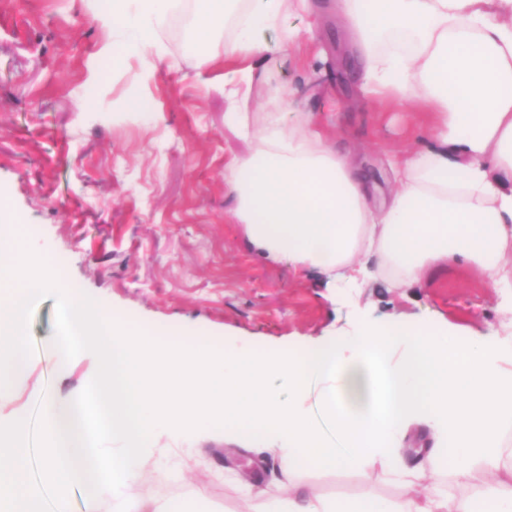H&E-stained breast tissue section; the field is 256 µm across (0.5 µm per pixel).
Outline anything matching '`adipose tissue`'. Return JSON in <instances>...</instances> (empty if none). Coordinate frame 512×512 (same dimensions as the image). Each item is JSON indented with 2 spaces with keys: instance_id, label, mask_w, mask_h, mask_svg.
Listing matches in <instances>:
<instances>
[{
  "instance_id": "ef3b65f1",
  "label": "adipose tissue",
  "mask_w": 512,
  "mask_h": 512,
  "mask_svg": "<svg viewBox=\"0 0 512 512\" xmlns=\"http://www.w3.org/2000/svg\"><path fill=\"white\" fill-rule=\"evenodd\" d=\"M310 0H191L186 29L202 47L224 38V123L251 145L229 161L231 215L255 253L272 263L339 282L384 280L415 288L441 266L480 272L512 288V0H336L362 71L361 89L430 109L422 149L391 155L383 202L351 159L325 140L317 116L285 113L273 98L262 117L249 110L255 82L267 80L268 35L298 44L284 23ZM170 0H109L93 19L109 32L100 53L134 57L142 80L164 61L159 31ZM21 217L0 196V401L32 368L25 345L42 280L24 257ZM69 333L53 355L68 371L79 349L97 356L93 380L106 426L79 432L82 396L44 404L40 465L58 498L83 488L86 512H206L161 496L144 476L152 431L195 430L280 462L284 493L258 489L251 512H512V463L501 436L512 423V344L471 327L397 316L294 352L211 351L195 338L155 337L105 303L65 285ZM323 382L322 406L336 437L323 434L297 398ZM121 443L88 468L103 438ZM28 420L0 422V512H43L31 480ZM389 473L390 500L324 498L303 491L306 469ZM459 486L449 495L447 484Z\"/></svg>"
}]
</instances>
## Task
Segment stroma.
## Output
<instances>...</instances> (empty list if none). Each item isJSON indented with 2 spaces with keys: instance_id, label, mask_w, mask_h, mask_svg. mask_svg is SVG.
<instances>
[{
  "instance_id": "1",
  "label": "stroma",
  "mask_w": 512,
  "mask_h": 512,
  "mask_svg": "<svg viewBox=\"0 0 512 512\" xmlns=\"http://www.w3.org/2000/svg\"><path fill=\"white\" fill-rule=\"evenodd\" d=\"M105 5L0 0V193L24 217L30 244L53 261L41 270L47 289L29 317L33 369L16 380L0 418L23 412L39 434L44 401L92 385L91 353L79 351L64 374L48 350L64 328L63 282L158 334L214 348L302 347L394 315L472 322L512 338V313L474 274L446 272L405 291L383 281L344 284L325 300L317 276L262 262L229 214L224 165L250 146L224 126L223 41L211 46L215 63L198 69L182 17L172 14L161 34L165 61L144 85L135 59L97 55L103 32L92 9ZM287 22L313 33L288 55L272 53V79L256 85L253 110L266 111L274 91L290 93L297 111L321 115L328 141L350 154L383 197L386 156L421 145L426 107L361 94L352 41L333 0H315L314 14ZM297 57L308 61L311 81L295 70ZM95 72L100 82H92ZM133 96L131 112L125 103ZM156 446L179 461L160 484L166 495L204 501L213 512H247L242 483L258 476L276 490V459L260 463L220 441L180 448L163 434ZM300 480L324 497L398 492L388 476L368 482L354 471H309Z\"/></svg>"
}]
</instances>
